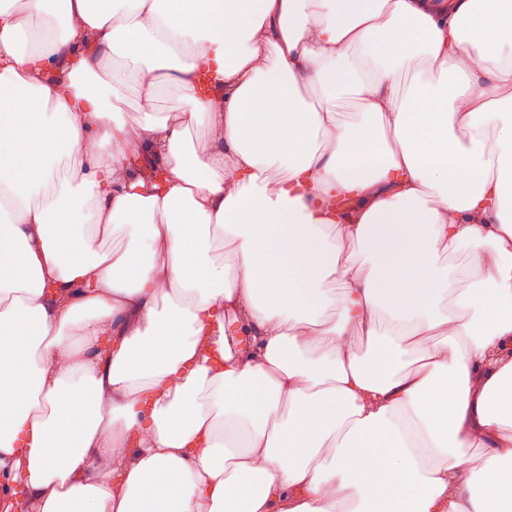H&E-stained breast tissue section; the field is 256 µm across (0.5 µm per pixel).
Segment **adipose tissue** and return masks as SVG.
Wrapping results in <instances>:
<instances>
[{
    "instance_id": "obj_1",
    "label": "adipose tissue",
    "mask_w": 512,
    "mask_h": 512,
    "mask_svg": "<svg viewBox=\"0 0 512 512\" xmlns=\"http://www.w3.org/2000/svg\"><path fill=\"white\" fill-rule=\"evenodd\" d=\"M0 468L34 512H512V0H0Z\"/></svg>"
}]
</instances>
